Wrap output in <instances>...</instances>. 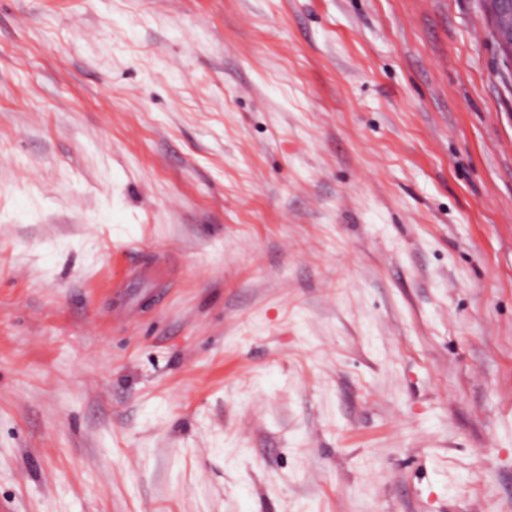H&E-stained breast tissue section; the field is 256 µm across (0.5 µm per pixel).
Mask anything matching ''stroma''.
I'll return each mask as SVG.
<instances>
[{"mask_svg": "<svg viewBox=\"0 0 512 512\" xmlns=\"http://www.w3.org/2000/svg\"><path fill=\"white\" fill-rule=\"evenodd\" d=\"M0 512H512L484 0H0Z\"/></svg>", "mask_w": 512, "mask_h": 512, "instance_id": "35a3bbf8", "label": "stroma"}]
</instances>
